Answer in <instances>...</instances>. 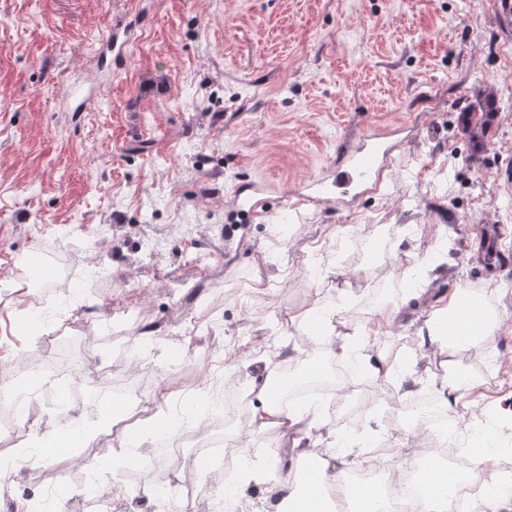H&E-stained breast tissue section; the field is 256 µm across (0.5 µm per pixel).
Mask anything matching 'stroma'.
I'll return each mask as SVG.
<instances>
[{
	"label": "stroma",
	"instance_id": "stroma-1",
	"mask_svg": "<svg viewBox=\"0 0 512 512\" xmlns=\"http://www.w3.org/2000/svg\"><path fill=\"white\" fill-rule=\"evenodd\" d=\"M119 18L133 40L102 79L96 111H61ZM502 49L512 52V0H0V277L29 256L67 266L31 289L34 322H16L18 294L0 288V391L64 341L76 356L48 373L24 416L0 425V457L14 460L0 466V512H97L92 482L124 485L120 512H219L228 496L271 512L270 485L302 465L294 439L350 481L358 465L334 450L354 427L401 446L400 465L415 467L418 424L389 411L437 394L438 350L418 347L415 332L457 288L480 291L506 324L459 358L475 366L477 390L457 418L512 405V79L501 76ZM483 84L498 112L478 153L457 101ZM371 137L382 142L380 192L301 203L312 178ZM252 186L267 209L246 219L234 199ZM143 240L160 250L140 252ZM430 257L421 294L369 338L325 428L245 433L225 416L228 456L259 454L262 480L231 486L212 467L188 468L193 504L175 495L161 507L149 492L171 477L159 448L84 466L143 423H99L102 371L114 390L166 410L168 394L217 364L237 387L291 359L328 362L297 312L344 305L341 332L362 335L380 303L402 296L401 272ZM395 358L394 372L380 370ZM78 386L92 391L90 405L59 408ZM60 422L90 440L58 458L33 454L37 425Z\"/></svg>",
	"mask_w": 512,
	"mask_h": 512
}]
</instances>
